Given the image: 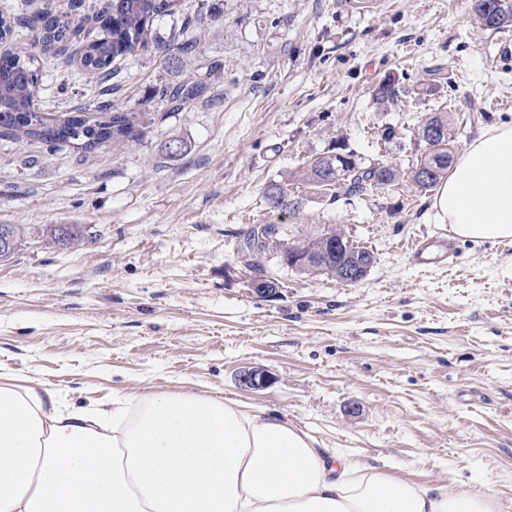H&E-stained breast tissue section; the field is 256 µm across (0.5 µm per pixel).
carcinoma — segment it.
I'll list each match as a JSON object with an SVG mask.
<instances>
[{"label":"carcinoma","mask_w":512,"mask_h":512,"mask_svg":"<svg viewBox=\"0 0 512 512\" xmlns=\"http://www.w3.org/2000/svg\"><path fill=\"white\" fill-rule=\"evenodd\" d=\"M178 6V0H110L100 7L88 6L85 0H43L33 16L35 23L29 24L33 32L30 46L0 55V135L21 144L37 145L48 155L62 145L87 154L101 147L122 150L139 144L148 126V114L136 109H114L112 103L100 102L67 112L34 111L33 101L39 91L37 62L56 45L81 36L83 27H73L68 21L72 13L80 11L85 22L107 31L104 37L87 35L80 41V65L86 72L97 75L100 82H108L114 75L112 62L145 50L154 19L175 13ZM471 12L484 29L501 30L512 25V0H471ZM397 85L395 76H385L375 89L376 103L385 107L393 104L399 94ZM203 91V83L190 78L161 89L160 97L182 107L196 100ZM426 122L435 124L441 134L419 151L405 171L421 192L434 190L448 176L457 148L452 134L455 125L452 113L437 112ZM403 136V130L387 125L378 133L382 157L377 161H357L355 152L343 147L341 156L305 161L295 177L312 190L340 185L350 196L392 186L399 172L385 157ZM263 198L270 212L278 216L301 209L289 201L288 185L280 182L266 186ZM284 238L292 249L278 260L282 265L297 264L316 246V241L308 239L299 227L284 228Z\"/></svg>","instance_id":"1"}]
</instances>
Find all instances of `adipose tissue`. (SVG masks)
<instances>
[{
  "label": "adipose tissue",
  "mask_w": 512,
  "mask_h": 512,
  "mask_svg": "<svg viewBox=\"0 0 512 512\" xmlns=\"http://www.w3.org/2000/svg\"><path fill=\"white\" fill-rule=\"evenodd\" d=\"M434 207L472 241L512 238V122L467 144ZM0 512H501L491 490L423 488L321 448L265 410L194 391L71 409L0 373Z\"/></svg>",
  "instance_id": "ef3b65f1"
}]
</instances>
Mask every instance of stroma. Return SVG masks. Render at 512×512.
I'll return each mask as SVG.
<instances>
[{
  "mask_svg": "<svg viewBox=\"0 0 512 512\" xmlns=\"http://www.w3.org/2000/svg\"><path fill=\"white\" fill-rule=\"evenodd\" d=\"M153 41L115 62L114 106L148 112L123 153L54 154L0 136V224L23 245L0 259V373L35 380L62 402L113 393L193 390L261 408L329 450L427 487L486 485L512 512V248L460 240L452 268L421 270L401 243L448 234L434 193L409 183L359 197L311 192L296 218L338 227L376 262L357 286L269 262L277 298L252 290L238 235L276 217L272 181L346 143L378 158V133L404 129L391 159L407 167L414 135L452 108L458 147L512 121V26L479 27L469 0H181ZM197 38L192 68L170 45ZM78 44L41 65L38 111L96 99ZM441 89L420 93L431 71ZM399 76L377 108L374 88ZM205 90L175 108L158 88L189 76ZM187 145L169 158L168 140ZM70 224L82 243L53 244ZM258 367L268 386L242 389Z\"/></svg>",
  "mask_w": 512,
  "mask_h": 512,
  "instance_id": "35a3bbf8",
  "label": "stroma"
}]
</instances>
